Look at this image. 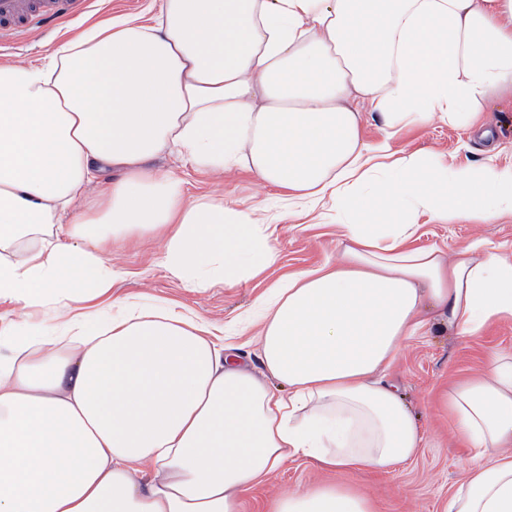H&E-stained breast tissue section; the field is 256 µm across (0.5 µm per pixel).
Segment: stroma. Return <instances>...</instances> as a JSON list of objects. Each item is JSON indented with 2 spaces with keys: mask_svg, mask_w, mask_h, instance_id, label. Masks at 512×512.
I'll use <instances>...</instances> for the list:
<instances>
[{
  "mask_svg": "<svg viewBox=\"0 0 512 512\" xmlns=\"http://www.w3.org/2000/svg\"><path fill=\"white\" fill-rule=\"evenodd\" d=\"M157 9L156 0H80L67 19L20 34L9 47L0 49V63L42 60L59 42L93 23L118 16H149ZM478 112L479 124L492 131L498 144L496 165L511 166L512 99L501 97L481 103ZM361 135L364 142L373 146L386 143L394 151H424L442 161H476L485 157V143L473 129L438 119L405 127L389 138L381 122L368 115ZM157 164L183 181L188 201L209 202L228 197L241 207L261 210L267 218V233L276 250V262L263 276L240 281L231 288L216 284L191 290L167 269L164 239L144 244L118 240L111 243L107 254L114 274L113 298L146 295L178 303L208 324L217 343L235 347L245 363L259 366L247 314L254 311L257 300L271 285L288 274L335 261V225L313 224L308 218L289 216L278 190L263 186L246 172L218 177L172 158L158 159ZM475 239L492 241L512 252V218L503 217L489 224H424L413 244H445L455 249ZM499 351H512V319L493 322L480 336L470 339L427 327L424 335L409 341L387 372L389 380L400 388L405 402L419 416L425 431L423 445L413 460L387 473L355 471L329 475L311 460L296 459L246 491L241 512H269L276 497L327 478L369 498L379 512H442L449 493L464 477L462 465L469 449L449 423L440 396L459 381L480 373L490 354Z\"/></svg>",
  "mask_w": 512,
  "mask_h": 512,
  "instance_id": "stroma-1",
  "label": "stroma"
}]
</instances>
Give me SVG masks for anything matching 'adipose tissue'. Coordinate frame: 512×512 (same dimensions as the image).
I'll return each mask as SVG.
<instances>
[{
  "instance_id": "ef3b65f1",
  "label": "adipose tissue",
  "mask_w": 512,
  "mask_h": 512,
  "mask_svg": "<svg viewBox=\"0 0 512 512\" xmlns=\"http://www.w3.org/2000/svg\"><path fill=\"white\" fill-rule=\"evenodd\" d=\"M491 94L512 97V0H159L0 64V303L24 313L0 318V512H240L296 457H414L424 431L384 375L429 322L464 338L512 318V255L409 242L425 218L512 216V166L397 155L361 122L471 126ZM165 155L248 170L305 215L330 205L338 259L259 298V368L174 305L96 303L117 237L164 238L188 288L275 260L254 210L187 202ZM46 308L62 316L42 329ZM443 404L471 450L444 512H512V354ZM273 512L378 509L318 483Z\"/></svg>"
}]
</instances>
